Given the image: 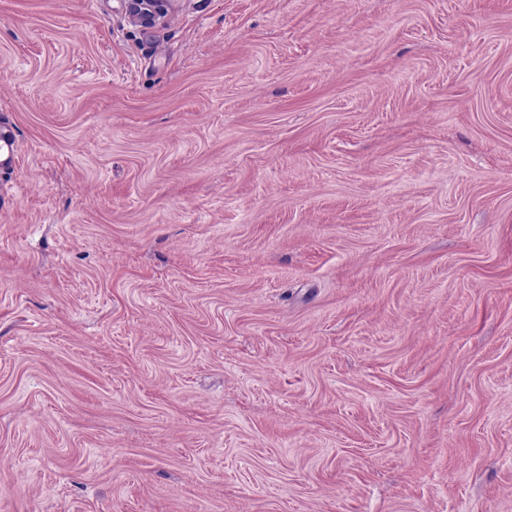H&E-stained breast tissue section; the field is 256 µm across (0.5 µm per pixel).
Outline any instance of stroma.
<instances>
[{
  "mask_svg": "<svg viewBox=\"0 0 512 512\" xmlns=\"http://www.w3.org/2000/svg\"><path fill=\"white\" fill-rule=\"evenodd\" d=\"M0 512H512V0H0ZM172 0H126V13L135 26L152 28L163 22L172 9ZM19 141L14 127L0 121V168H10L18 159Z\"/></svg>",
  "mask_w": 512,
  "mask_h": 512,
  "instance_id": "obj_1",
  "label": "stroma"
}]
</instances>
